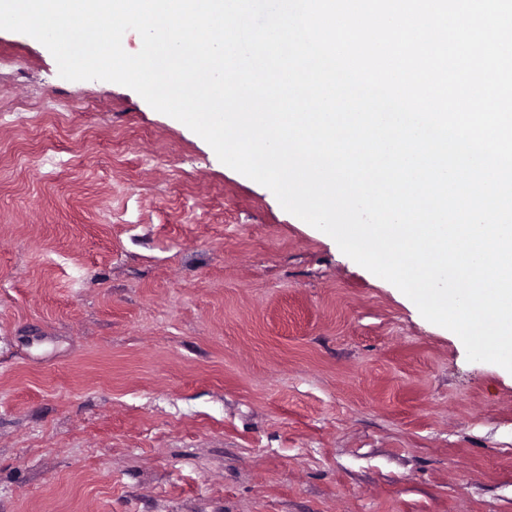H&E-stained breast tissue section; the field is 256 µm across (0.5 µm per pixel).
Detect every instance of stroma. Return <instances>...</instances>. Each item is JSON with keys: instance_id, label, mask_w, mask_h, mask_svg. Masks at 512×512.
Listing matches in <instances>:
<instances>
[{"instance_id": "stroma-1", "label": "stroma", "mask_w": 512, "mask_h": 512, "mask_svg": "<svg viewBox=\"0 0 512 512\" xmlns=\"http://www.w3.org/2000/svg\"><path fill=\"white\" fill-rule=\"evenodd\" d=\"M0 512H512V373L0 30Z\"/></svg>"}]
</instances>
